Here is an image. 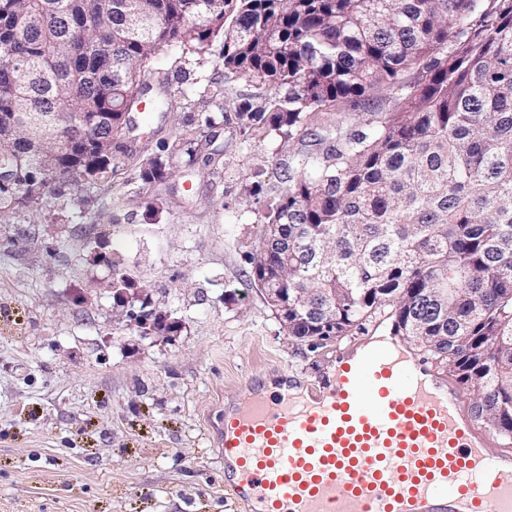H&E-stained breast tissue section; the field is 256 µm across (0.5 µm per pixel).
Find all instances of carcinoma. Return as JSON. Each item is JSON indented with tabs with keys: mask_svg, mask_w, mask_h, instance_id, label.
I'll return each instance as SVG.
<instances>
[{
	"mask_svg": "<svg viewBox=\"0 0 512 512\" xmlns=\"http://www.w3.org/2000/svg\"><path fill=\"white\" fill-rule=\"evenodd\" d=\"M142 13L149 21L130 26ZM75 18L84 42L69 39ZM104 39L112 56L91 53ZM217 42L224 77L270 89L264 105L245 99L235 112L239 145L269 135L288 145L275 194L258 172L247 185L264 224L249 281L288 289V335L347 336L387 308L400 335L473 393L478 419L512 437V0H0V117L17 121L0 147V169L16 173L0 185V211L45 203L27 193L45 129L106 133L88 126L91 112L112 113L114 133L137 127L135 90L158 51L204 55ZM348 104L366 119L329 118ZM223 122L191 116L133 163L134 179L163 184L183 155L187 176L215 173L220 151L203 133ZM129 159L66 154L49 185L85 183L82 161L116 178ZM111 264L112 287H145ZM431 288L454 289L453 314L425 302ZM328 304L334 326L318 316ZM121 316L142 324L154 312Z\"/></svg>",
	"mask_w": 512,
	"mask_h": 512,
	"instance_id": "carcinoma-1",
	"label": "carcinoma"
}]
</instances>
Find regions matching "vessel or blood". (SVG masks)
Masks as SVG:
<instances>
[{
  "mask_svg": "<svg viewBox=\"0 0 512 512\" xmlns=\"http://www.w3.org/2000/svg\"><path fill=\"white\" fill-rule=\"evenodd\" d=\"M252 380L220 419L224 486L247 512H512V447L452 375L397 336L357 339L313 393Z\"/></svg>",
  "mask_w": 512,
  "mask_h": 512,
  "instance_id": "b4317fda",
  "label": "vessel or blood"
}]
</instances>
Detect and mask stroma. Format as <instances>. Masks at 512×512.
Wrapping results in <instances>:
<instances>
[{
    "mask_svg": "<svg viewBox=\"0 0 512 512\" xmlns=\"http://www.w3.org/2000/svg\"><path fill=\"white\" fill-rule=\"evenodd\" d=\"M221 73L217 53L163 48L145 80L169 112L140 124L131 151L187 113L264 104L265 86ZM214 146L218 174H176L154 219L131 185L53 190L42 209L0 213V512H237L217 446L225 403L255 377L314 378L351 344L285 336L246 277L261 214L245 176L261 172L275 193L281 141L243 150L224 127ZM100 237L155 307L177 311V335L144 338L119 320L112 266L92 260Z\"/></svg>",
    "mask_w": 512,
    "mask_h": 512,
    "instance_id": "stroma-1",
    "label": "stroma"
}]
</instances>
